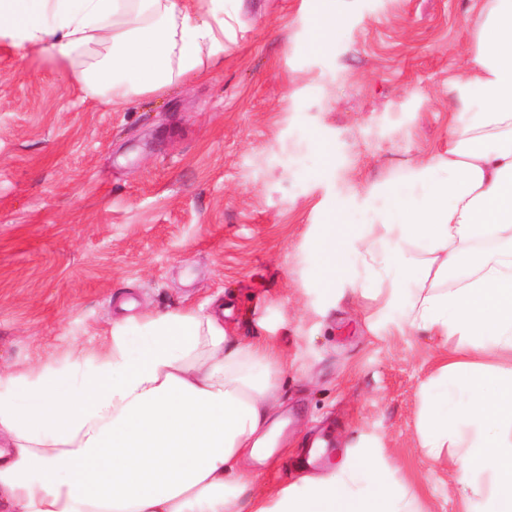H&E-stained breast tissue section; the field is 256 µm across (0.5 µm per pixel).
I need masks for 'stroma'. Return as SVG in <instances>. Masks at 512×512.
<instances>
[{"label": "stroma", "instance_id": "1", "mask_svg": "<svg viewBox=\"0 0 512 512\" xmlns=\"http://www.w3.org/2000/svg\"><path fill=\"white\" fill-rule=\"evenodd\" d=\"M481 2L224 0L212 73L124 108L0 40V366L99 348L125 300L135 316L216 300L233 335L288 357L269 373L292 423L252 494L298 482L292 461L323 429L339 449L379 448L422 512H460L451 466L416 440L435 342L310 288L305 236L447 147ZM326 15L336 37L317 50ZM317 141L324 178L305 171Z\"/></svg>", "mask_w": 512, "mask_h": 512}]
</instances>
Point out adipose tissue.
<instances>
[{"mask_svg": "<svg viewBox=\"0 0 512 512\" xmlns=\"http://www.w3.org/2000/svg\"><path fill=\"white\" fill-rule=\"evenodd\" d=\"M227 27L224 0H0V39L115 107L204 77ZM473 34L447 149L330 208L308 255L313 288L436 340L418 445L453 466L462 512H512V0H483ZM272 364L288 358L200 308L114 320L62 366L0 369V512H417L366 446L305 492L248 496L274 438Z\"/></svg>", "mask_w": 512, "mask_h": 512, "instance_id": "adipose-tissue-1", "label": "adipose tissue"}]
</instances>
